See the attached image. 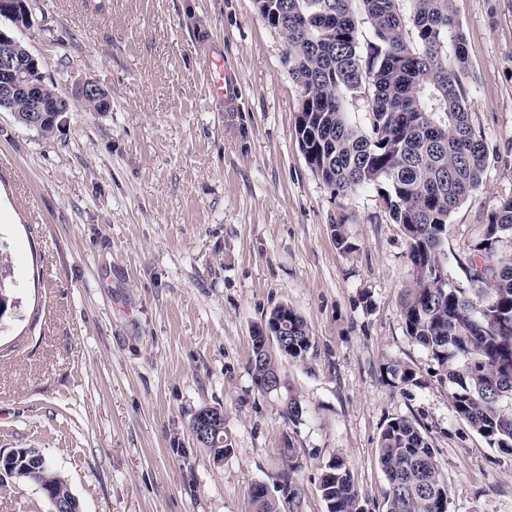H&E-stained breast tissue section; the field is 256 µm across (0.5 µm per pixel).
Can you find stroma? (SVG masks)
Listing matches in <instances>:
<instances>
[{
	"label": "stroma",
	"instance_id": "1",
	"mask_svg": "<svg viewBox=\"0 0 512 512\" xmlns=\"http://www.w3.org/2000/svg\"><path fill=\"white\" fill-rule=\"evenodd\" d=\"M21 33L61 93L95 81L105 113H66L51 137L0 112V269L19 306L0 323V451L35 448L82 512H326L343 457L365 512H382L385 425L411 420L448 483V512H512V455L453 413L428 351L407 336V238L376 189L334 194L307 164L303 93L285 36L253 0H31ZM483 182L448 221L442 257L464 282L471 245L512 197V0H456ZM234 70L238 109L210 93ZM342 231L346 246L334 233ZM292 308L315 340L281 371L290 422L249 373L256 326ZM401 361L415 383L394 382ZM224 411L215 462L191 421ZM296 497H289V488ZM0 512H48L0 480Z\"/></svg>",
	"mask_w": 512,
	"mask_h": 512
}]
</instances>
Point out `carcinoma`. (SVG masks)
<instances>
[{
	"label": "carcinoma",
	"instance_id": "carcinoma-1",
	"mask_svg": "<svg viewBox=\"0 0 512 512\" xmlns=\"http://www.w3.org/2000/svg\"><path fill=\"white\" fill-rule=\"evenodd\" d=\"M254 0L259 16L288 42L290 72L303 91L296 119L308 165L337 195L374 186L391 219L407 236L414 286L402 316L407 335L435 361L448 382L453 412L487 443L512 455V258L498 245L512 236V198L486 224L484 238L467 258L471 287L442 283L443 240L451 214L480 186L486 159L482 135L468 112L463 76L468 55L454 0ZM374 41L361 56L359 26ZM453 55H448V50ZM363 96L369 129L349 122L345 103ZM288 321V348L275 344L249 360L259 392L283 358L304 362L314 340L290 307L264 318L269 331ZM386 373L408 384L415 373L392 362ZM271 397L288 420L303 416L287 381ZM378 456L388 481L385 512H448V484L427 436L410 420L383 429ZM35 485L60 512L79 505L67 481L43 455L31 461ZM326 512H363L350 470L339 456L320 482ZM248 512H277L261 486L252 487Z\"/></svg>",
	"mask_w": 512,
	"mask_h": 512
}]
</instances>
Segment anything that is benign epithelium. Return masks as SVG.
<instances>
[{
	"label": "benign epithelium",
	"instance_id": "obj_1",
	"mask_svg": "<svg viewBox=\"0 0 512 512\" xmlns=\"http://www.w3.org/2000/svg\"><path fill=\"white\" fill-rule=\"evenodd\" d=\"M0 11L12 17L13 26L18 31L27 29L31 23L27 0H3ZM43 69L42 59L29 52L18 37L0 30V72L12 78L5 83L6 91L0 94V112H14L13 96L21 91L27 95L29 111L33 112L31 125L37 126L49 116L53 125L59 126L67 108L59 101L50 105L41 98L39 80L44 78ZM223 421V410L212 408L203 411L192 423V434L205 439Z\"/></svg>",
	"mask_w": 512,
	"mask_h": 512
}]
</instances>
